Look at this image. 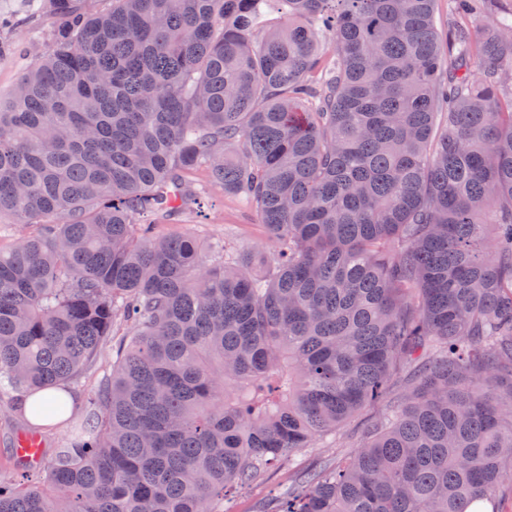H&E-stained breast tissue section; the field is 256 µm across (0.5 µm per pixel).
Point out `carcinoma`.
I'll use <instances>...</instances> for the list:
<instances>
[{
    "mask_svg": "<svg viewBox=\"0 0 512 512\" xmlns=\"http://www.w3.org/2000/svg\"><path fill=\"white\" fill-rule=\"evenodd\" d=\"M28 0L58 23L0 101V401L118 327L96 422L0 512H225L383 398L274 512H468L512 479V22L436 0ZM207 182L195 186L194 171ZM210 188L266 261L158 237ZM40 231L39 224H0V248L6 251Z\"/></svg>",
    "mask_w": 512,
    "mask_h": 512,
    "instance_id": "1",
    "label": "carcinoma"
}]
</instances>
